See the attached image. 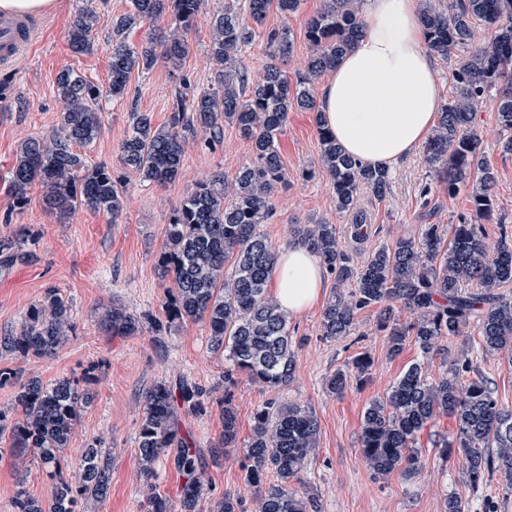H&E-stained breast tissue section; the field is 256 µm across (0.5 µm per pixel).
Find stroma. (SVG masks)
I'll return each mask as SVG.
<instances>
[{
    "label": "stroma",
    "instance_id": "obj_1",
    "mask_svg": "<svg viewBox=\"0 0 512 512\" xmlns=\"http://www.w3.org/2000/svg\"><path fill=\"white\" fill-rule=\"evenodd\" d=\"M82 6L83 0H59L54 12L37 16L34 36L24 54L14 64L0 66V237L26 239L28 251L35 255L34 261L0 274V336L19 328L25 311L46 287L59 288L72 302L76 330L63 349L52 357L29 358L19 369L21 381L37 378L46 383L80 377L88 369L93 372L95 399L76 426L64 460L75 464L86 444L101 439L112 450V471L106 498L85 501L82 512H148L153 489L172 498L179 496L184 479L170 456L159 459L152 480H145L138 467L144 397L160 380L185 381L210 392L206 413L178 414L180 433L194 441L206 473L207 488L197 512H214L216 502L227 493L250 503L258 497V487L243 480L244 444L255 410L273 397L310 405L317 415L319 449L302 473L299 488L317 496L321 512H447L452 496L461 501L464 512H483L487 504L496 512H512V490L501 481L472 489L463 478L461 460L442 458L441 443L456 432L453 417H439L419 432L415 448L421 467L411 477L397 473L375 477L359 450L365 407L384 396L408 366L418 361L437 377L447 368L449 355L467 351L473 364L494 383L499 400L512 405V366L503 355L483 352L475 329L448 338L447 353L425 358L410 341L393 358L386 336L375 329L374 308L360 314L357 335L330 340L321 334L323 307L315 305L290 320V331L300 345L295 349V376L287 386L272 392L239 377L234 388L239 442L219 455L214 448L223 430L227 362L222 353L211 350L204 323L187 321L162 334L147 329L136 336L111 335L101 329L102 307L112 302L137 316L162 317L164 284L155 264L166 246L165 227L173 208L195 181L217 172L233 178L252 161L253 154L250 143L228 124L223 141L214 148H205L198 140L187 142L183 173L175 182L147 185L138 175L128 174L127 197L118 219L87 210L67 220L57 219L44 210L42 189L36 184L28 191L27 204L15 207L9 171L23 139L50 136L58 127L61 105L54 86L59 73L70 69L99 85L108 82L112 29L106 21L124 12L128 0H94L105 24L95 34L93 51L79 55L70 50L67 32ZM322 6L323 0H301L297 17L288 22L293 50L281 59L268 46L266 32L285 22L277 12H269L251 44L242 50L249 75L275 61L288 76H295L308 54L303 22ZM223 7L224 0H206L188 35L191 51L182 71L157 64L149 73L132 75L124 100L104 103L102 130L83 150L89 164L120 170L119 146L130 129L132 110L151 113L155 124H163L180 77L202 88L208 86L213 68L211 17ZM474 128L481 138L484 160L497 173L493 215L484 224L487 240L493 243L499 237V225L512 230V153L501 148L507 133L491 103L478 108ZM278 147L288 180L276 188L274 213L262 227L275 248L288 247L290 230L296 224L326 219L349 229L353 218L337 212L331 180L321 165L314 113H289ZM424 155V148H417L391 168L392 187L383 201L361 194L359 207L367 214V232L363 241L346 244L353 264H362L370 252L400 235L418 233L422 224H454L470 215L467 193L453 198L443 193ZM426 185L431 194L425 198L421 189ZM365 351L371 354L373 366L364 383L352 384L343 395H328L325 378ZM21 487L42 502L52 498V481L33 455L18 457L9 440L0 438V512H15L14 496Z\"/></svg>",
    "mask_w": 512,
    "mask_h": 512
}]
</instances>
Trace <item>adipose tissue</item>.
Masks as SVG:
<instances>
[{"label": "adipose tissue", "instance_id": "ef3b65f1", "mask_svg": "<svg viewBox=\"0 0 512 512\" xmlns=\"http://www.w3.org/2000/svg\"><path fill=\"white\" fill-rule=\"evenodd\" d=\"M362 31L322 83L319 107L346 155L388 168L431 134L442 107L417 0H361ZM272 279L280 308L297 316L320 299V257L294 243L279 251Z\"/></svg>", "mask_w": 512, "mask_h": 512}]
</instances>
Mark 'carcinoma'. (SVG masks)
<instances>
[{
  "label": "carcinoma",
  "mask_w": 512,
  "mask_h": 512,
  "mask_svg": "<svg viewBox=\"0 0 512 512\" xmlns=\"http://www.w3.org/2000/svg\"><path fill=\"white\" fill-rule=\"evenodd\" d=\"M235 0L212 18L210 59L215 64L208 87L199 89L184 78L176 88L167 123L156 126L149 112H133L129 134L120 146L124 167L143 182L163 185L181 176L187 139L202 136L211 148L224 139V123L232 124L250 142L253 160L232 181L224 174L197 181L173 208L158 258L162 280L170 283L163 302L164 319H143L114 304L105 308L102 326L111 334L134 336L144 323L159 332L163 325L203 321L212 350L224 353L223 433L228 447L237 443L233 373L267 389L286 385L295 372V341L288 316L268 291L276 251L260 226L273 213L272 197L288 180L278 152V136L289 112L318 111L316 81L331 71L357 38L361 22L359 0H325L323 8L304 21L310 55L305 69L288 75L275 63L249 77L241 52L254 39L271 8L286 19L295 16L301 0H246L252 23L243 20ZM205 0H130L126 11L112 16V51L108 84L100 87L70 70L59 73L56 93L64 103L61 123L49 137L23 140L10 170L9 186L16 206L28 201L34 184L42 188L45 209L58 219L79 210H123L126 185L114 171L90 165L74 147H87L101 131L102 103L123 98L133 72L153 69L158 61L178 67L188 57V33ZM172 15L176 31L164 34L156 24ZM428 48L446 59L454 51L465 56L453 72L454 94L442 106L434 135L426 145V161L448 197L470 190L475 218H490L497 176L484 161L480 138L473 129L477 105L491 100L500 126L512 131V0H449L448 10L422 9ZM101 17L85 4L68 30L76 54L93 50L92 32ZM149 33L138 46L126 41L135 28ZM494 35L470 48L476 28ZM267 42L285 56L293 46L288 24L269 30ZM323 166L332 180L336 210L357 209L361 191L381 201L390 193L389 171L367 168L346 155L334 135L318 125ZM292 240L319 255L334 277L335 291L321 319L322 336L338 339L354 334L359 314L377 308L376 329L388 336V354L396 357L407 339L425 356L441 342L475 326L482 350L506 352L512 364V234L500 229L494 247L487 246L480 224L462 217L456 224H424L416 235H402L372 251L359 266L351 264L340 228L326 221L296 224ZM29 257L21 242L0 238V273ZM477 284L473 291L471 284ZM354 285V290L343 289ZM400 303L415 317L401 322ZM75 330L70 301L59 289L44 290L24 313L19 328L0 336V353L15 360L56 355ZM371 367L360 353L344 369L325 379L326 390L341 395L355 381L363 383ZM93 395L68 377L51 383L38 379L19 386L9 420L0 410V434L12 445L31 449L53 481V496L43 504L24 489L15 496V512H77L80 500L106 496L111 481V449L95 439L76 462L79 482H73L63 454L75 426L91 406ZM191 414L206 411V390L187 383H155L147 391L138 435L140 473L155 474V464L173 445L180 450L174 467L184 476L178 500L151 493L150 512H195L205 490L204 468L196 449L178 436L176 407ZM451 415L455 438L444 443L442 455L463 460V477L472 488L494 478L512 488V407L503 405L493 382L475 369L470 358H448V369L431 377L422 364H411L383 399L366 407L360 427V453L378 477L398 470L415 474L421 460L414 450L416 435L440 415ZM315 412L297 402L268 401L259 406L245 443L243 479L265 485L255 500V512H319L317 499L294 487L318 449ZM276 480L269 482V474ZM217 512H248L243 501L229 494Z\"/></svg>",
  "instance_id": "1"
}]
</instances>
